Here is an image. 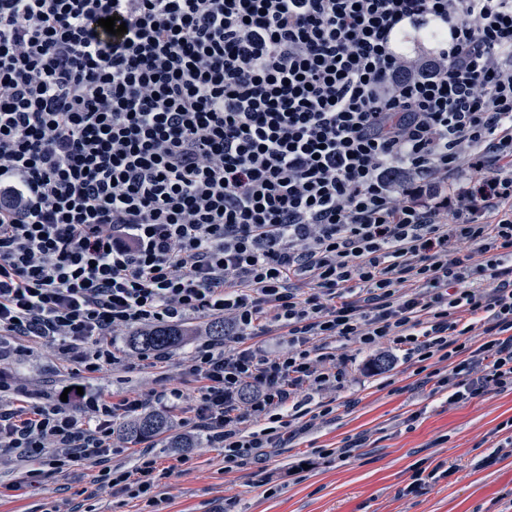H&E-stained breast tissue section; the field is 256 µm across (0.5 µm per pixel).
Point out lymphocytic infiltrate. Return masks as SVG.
<instances>
[{"label":"lymphocytic infiltrate","instance_id":"obj_1","mask_svg":"<svg viewBox=\"0 0 512 512\" xmlns=\"http://www.w3.org/2000/svg\"><path fill=\"white\" fill-rule=\"evenodd\" d=\"M193 319L224 339L193 342L189 398L39 402L10 370L153 367L120 333ZM349 342L409 346L457 402L512 391V0H0V457L37 461L25 484L83 461L154 512L124 423L191 399L180 425L237 463L336 412Z\"/></svg>","mask_w":512,"mask_h":512}]
</instances>
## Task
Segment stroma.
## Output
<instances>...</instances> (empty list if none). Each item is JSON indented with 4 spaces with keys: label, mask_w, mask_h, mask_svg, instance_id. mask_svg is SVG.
<instances>
[{
    "label": "stroma",
    "mask_w": 512,
    "mask_h": 512,
    "mask_svg": "<svg viewBox=\"0 0 512 512\" xmlns=\"http://www.w3.org/2000/svg\"><path fill=\"white\" fill-rule=\"evenodd\" d=\"M346 382L336 393L338 416L316 422L286 447L271 449L264 460L246 457L225 468L223 449L198 440L191 460L163 478L165 493L159 512H512V456L484 468L504 434L502 422L512 419V391H491L455 403L447 394L417 387L415 363L395 351V369L368 376L366 351L347 345ZM185 348H177L165 367L108 370L77 375L49 348L17 355L13 371L29 390L56 395L75 382L119 395L146 391L166 383L192 393ZM363 437L353 457L333 459L300 476H286L289 463L314 457L317 449L337 448ZM453 465V472L422 494H405L418 463ZM23 464L0 460V512H48L51 502L63 508L87 504L90 512H139L138 501L105 492L87 499L93 467L78 464L46 473L39 487L22 481ZM283 476L282 488L265 496L266 473Z\"/></svg>",
    "instance_id": "obj_1"
}]
</instances>
